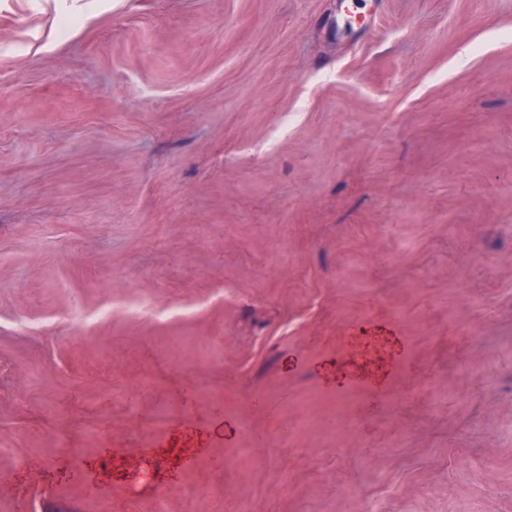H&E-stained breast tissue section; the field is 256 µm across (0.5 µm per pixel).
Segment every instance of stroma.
Returning <instances> with one entry per match:
<instances>
[{"mask_svg": "<svg viewBox=\"0 0 512 512\" xmlns=\"http://www.w3.org/2000/svg\"><path fill=\"white\" fill-rule=\"evenodd\" d=\"M362 324L393 353L350 377ZM23 491L512 512V0H0V512Z\"/></svg>", "mask_w": 512, "mask_h": 512, "instance_id": "obj_1", "label": "stroma"}]
</instances>
